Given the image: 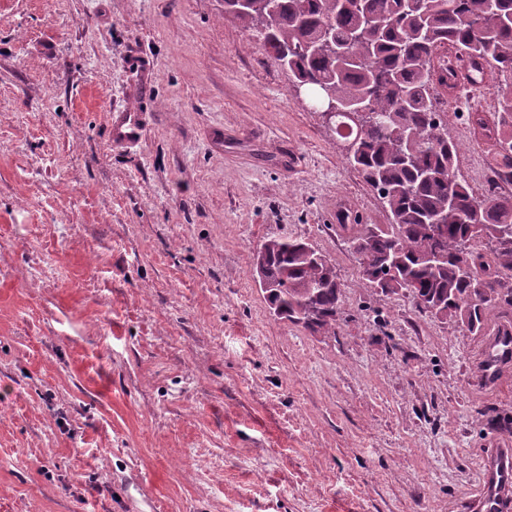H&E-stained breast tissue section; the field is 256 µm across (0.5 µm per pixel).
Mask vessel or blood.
<instances>
[{
	"label": "vessel or blood",
	"mask_w": 512,
	"mask_h": 512,
	"mask_svg": "<svg viewBox=\"0 0 512 512\" xmlns=\"http://www.w3.org/2000/svg\"><path fill=\"white\" fill-rule=\"evenodd\" d=\"M453 85L456 91H468L480 97L485 82L477 78L467 61H455ZM139 113L121 112L111 122L113 142L130 143L141 134ZM477 381L483 387L500 391L507 382V369L512 366V322L503 324L485 336L475 358ZM478 494L475 512H512V447L493 442L480 458Z\"/></svg>",
	"instance_id": "obj_1"
}]
</instances>
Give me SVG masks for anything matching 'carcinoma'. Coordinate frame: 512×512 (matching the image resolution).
<instances>
[{
	"mask_svg": "<svg viewBox=\"0 0 512 512\" xmlns=\"http://www.w3.org/2000/svg\"><path fill=\"white\" fill-rule=\"evenodd\" d=\"M233 16L312 101L332 93L354 142L347 163L377 192L387 224H352L359 272L383 294L403 292L429 316L482 333L512 308V142L495 140L512 114V0H224ZM454 47L475 71L496 76L500 111L488 126L490 176L482 193L458 171L432 81L438 53ZM253 275L277 318L336 334L341 282L310 243L274 238L255 253Z\"/></svg>",
	"mask_w": 512,
	"mask_h": 512,
	"instance_id": "1",
	"label": "carcinoma"
}]
</instances>
